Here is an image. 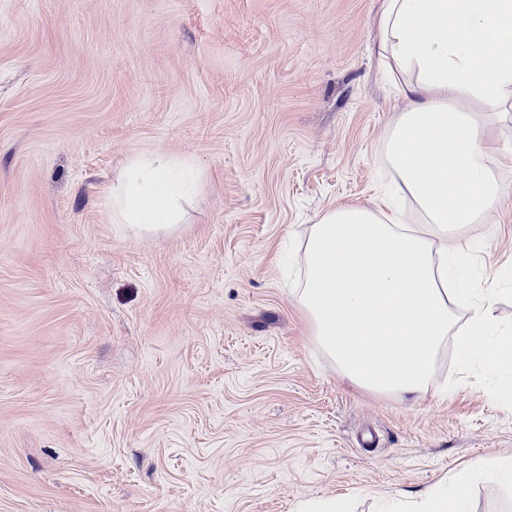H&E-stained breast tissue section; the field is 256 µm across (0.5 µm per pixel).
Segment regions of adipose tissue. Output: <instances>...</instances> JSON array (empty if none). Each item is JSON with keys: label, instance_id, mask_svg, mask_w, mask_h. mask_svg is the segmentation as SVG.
<instances>
[{"label": "adipose tissue", "instance_id": "adipose-tissue-1", "mask_svg": "<svg viewBox=\"0 0 512 512\" xmlns=\"http://www.w3.org/2000/svg\"><path fill=\"white\" fill-rule=\"evenodd\" d=\"M378 57L405 103L382 158L406 204L339 203L298 245L292 298L318 347L357 386L426 392L448 344L488 370L512 355L497 293L466 283L459 228L502 196L491 127L512 124V0H382ZM190 177L140 155L112 186V221L136 233L180 223Z\"/></svg>", "mask_w": 512, "mask_h": 512}]
</instances>
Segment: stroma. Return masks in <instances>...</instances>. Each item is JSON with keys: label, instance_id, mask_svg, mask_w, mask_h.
I'll return each mask as SVG.
<instances>
[{"label": "stroma", "instance_id": "1", "mask_svg": "<svg viewBox=\"0 0 512 512\" xmlns=\"http://www.w3.org/2000/svg\"><path fill=\"white\" fill-rule=\"evenodd\" d=\"M380 0H0V512H382L512 461V368L381 396L337 372L282 258L371 205L402 103ZM190 159L169 231L113 223L134 156ZM504 196L460 232L512 326ZM466 512H512L473 473Z\"/></svg>", "mask_w": 512, "mask_h": 512}]
</instances>
